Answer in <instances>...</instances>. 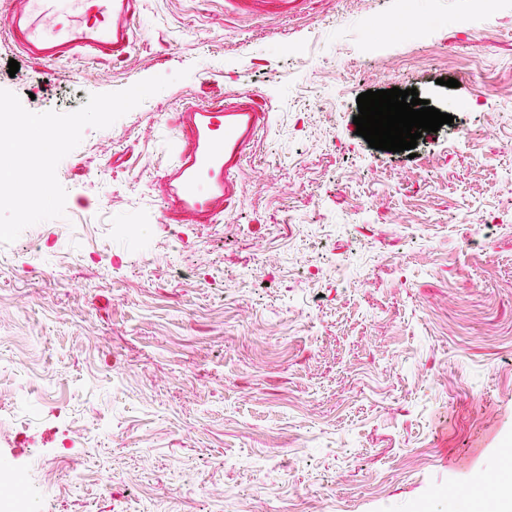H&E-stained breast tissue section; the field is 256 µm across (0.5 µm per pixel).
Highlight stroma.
I'll return each mask as SVG.
<instances>
[{"label":"stroma","instance_id":"stroma-1","mask_svg":"<svg viewBox=\"0 0 512 512\" xmlns=\"http://www.w3.org/2000/svg\"><path fill=\"white\" fill-rule=\"evenodd\" d=\"M400 6L143 0L109 63L41 65L0 28V89L36 113L189 72L86 128L65 218L0 244V460L38 512H456L453 488L512 486V121L484 111L512 114V0H417L430 40L369 50ZM393 87L454 118L411 156L353 122ZM241 90L275 112L239 206L164 223L174 113ZM305 0H225L241 14L248 16H267L279 19H288V15L295 12Z\"/></svg>","mask_w":512,"mask_h":512}]
</instances>
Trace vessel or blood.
Instances as JSON below:
<instances>
[{
	"instance_id": "obj_1",
	"label": "vessel or blood",
	"mask_w": 512,
	"mask_h": 512,
	"mask_svg": "<svg viewBox=\"0 0 512 512\" xmlns=\"http://www.w3.org/2000/svg\"><path fill=\"white\" fill-rule=\"evenodd\" d=\"M241 14L287 18L305 0H228ZM141 0H0L12 45L38 62L117 60L137 35ZM273 106L248 93L210 97L175 113V160L155 183L169 224H218L238 200L242 163Z\"/></svg>"
}]
</instances>
